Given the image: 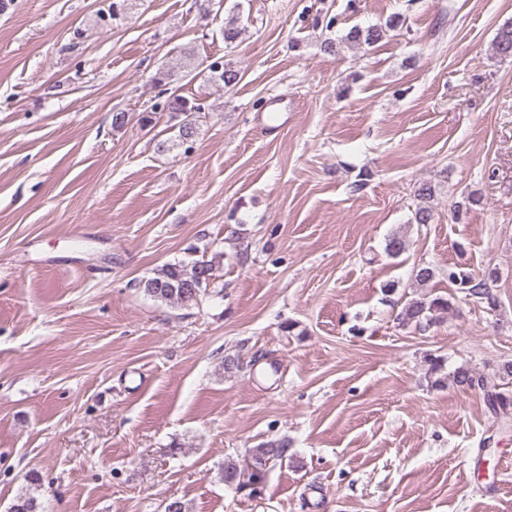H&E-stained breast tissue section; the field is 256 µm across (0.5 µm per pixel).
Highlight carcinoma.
I'll return each instance as SVG.
<instances>
[{
    "label": "carcinoma",
    "instance_id": "obj_1",
    "mask_svg": "<svg viewBox=\"0 0 512 512\" xmlns=\"http://www.w3.org/2000/svg\"><path fill=\"white\" fill-rule=\"evenodd\" d=\"M397 22L393 19L385 25H372L366 28L352 27L343 40L347 44L372 46L380 42L386 32L395 27ZM494 52L502 58H512V22H507L499 28L494 40ZM169 73L161 71L155 77L156 85L163 87L161 94L165 100L151 106V111L175 113L183 117L179 125V139L181 143L189 142L195 133L196 118L198 114L206 111V105L200 100L189 99L176 92H168L164 88ZM209 79L227 89L235 87L240 79V70L224 63L215 66L209 65ZM213 276L212 262L204 259L191 261H178L167 263L154 272V275L143 281L144 292L162 302L179 307H192L198 304L204 295ZM448 281L457 290L469 296L491 300L487 283L477 280L471 273L460 268L448 269ZM450 303L441 296L433 297L428 294L420 298L409 300L398 314V320L403 324H413L425 328L437 321L441 315L448 312ZM430 375L435 377L433 385L445 386L451 380L464 390H478L483 395L487 409L504 417L512 413V393L501 390L499 385L486 377L474 372L466 366L456 368L453 375H441L443 361L439 357L429 358ZM288 453V442L285 440L270 441L254 449L251 460L244 466L229 463L224 466V482L237 487L258 485L265 477L267 464L283 460ZM37 500L30 493L17 495L11 502L8 512H37Z\"/></svg>",
    "mask_w": 512,
    "mask_h": 512
}]
</instances>
